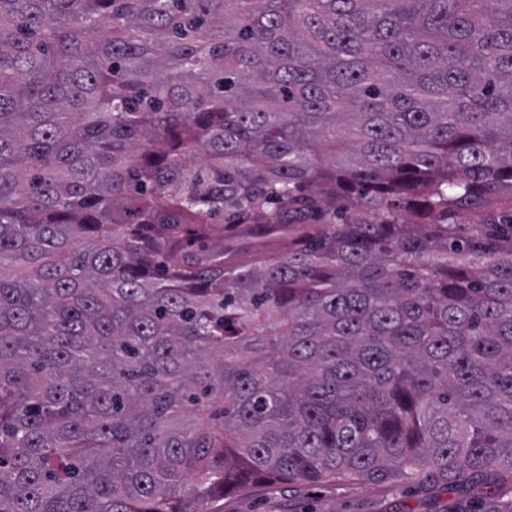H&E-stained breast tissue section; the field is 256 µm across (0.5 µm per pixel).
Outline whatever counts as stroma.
<instances>
[{
    "instance_id": "1",
    "label": "stroma",
    "mask_w": 512,
    "mask_h": 512,
    "mask_svg": "<svg viewBox=\"0 0 512 512\" xmlns=\"http://www.w3.org/2000/svg\"><path fill=\"white\" fill-rule=\"evenodd\" d=\"M498 504L512 502V486L481 482L448 486L420 476L366 480L339 475L310 484L273 481L225 495L217 512H476L487 493Z\"/></svg>"
}]
</instances>
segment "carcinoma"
Here are the masks:
<instances>
[{
  "label": "carcinoma",
  "mask_w": 512,
  "mask_h": 512,
  "mask_svg": "<svg viewBox=\"0 0 512 512\" xmlns=\"http://www.w3.org/2000/svg\"><path fill=\"white\" fill-rule=\"evenodd\" d=\"M414 473L512 482V0H0V512ZM233 232L226 231L224 229V224H214L213 227V236L216 241L224 240L225 244H232L238 250V258L246 259L251 255L252 249L258 243L252 239L242 238V237H233L231 234Z\"/></svg>",
  "instance_id": "1"
}]
</instances>
